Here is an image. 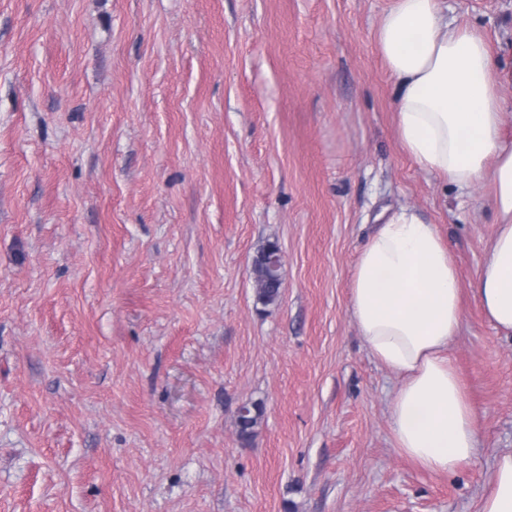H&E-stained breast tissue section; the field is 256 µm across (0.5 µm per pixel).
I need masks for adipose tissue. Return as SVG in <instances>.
Returning <instances> with one entry per match:
<instances>
[{
    "label": "adipose tissue",
    "mask_w": 512,
    "mask_h": 512,
    "mask_svg": "<svg viewBox=\"0 0 512 512\" xmlns=\"http://www.w3.org/2000/svg\"><path fill=\"white\" fill-rule=\"evenodd\" d=\"M376 42L395 81L398 141L429 174L461 190L491 178L499 231L474 285L485 316L512 334V74L485 37L450 26L440 0H395ZM461 286L446 241L412 206L383 214L354 264L349 309L372 356L401 375L390 406L397 445L454 473L478 450V426L446 354L461 324ZM480 512H512V453L500 455Z\"/></svg>",
    "instance_id": "adipose-tissue-1"
}]
</instances>
